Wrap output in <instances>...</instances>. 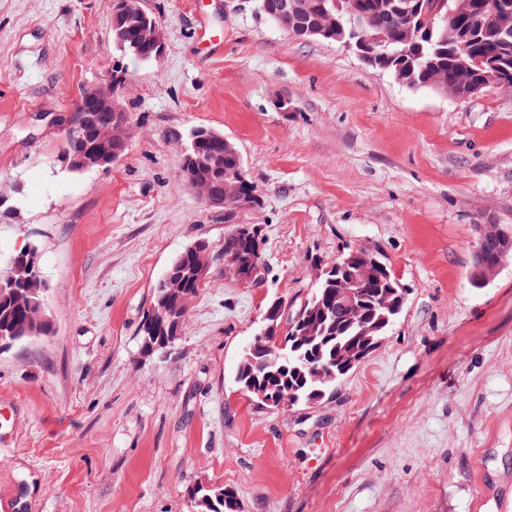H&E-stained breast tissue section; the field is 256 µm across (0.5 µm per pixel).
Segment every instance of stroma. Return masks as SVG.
Listing matches in <instances>:
<instances>
[{"label":"stroma","instance_id":"obj_1","mask_svg":"<svg viewBox=\"0 0 512 512\" xmlns=\"http://www.w3.org/2000/svg\"><path fill=\"white\" fill-rule=\"evenodd\" d=\"M157 62L125 59L131 134L77 173L65 129L120 58L113 0H0V258L37 245L53 332L0 352V494L15 512H498L512 501V256L472 287L478 227L512 233V88L455 101L271 23L259 0H144ZM287 101L279 109L278 101ZM237 147L266 236L224 276L220 212L181 184L179 136ZM209 277L170 351L137 329L191 242ZM379 248L406 304L325 398L261 409L235 383L266 300L301 302L345 245ZM193 497L196 512H238L237 494L230 487H198Z\"/></svg>","mask_w":512,"mask_h":512}]
</instances>
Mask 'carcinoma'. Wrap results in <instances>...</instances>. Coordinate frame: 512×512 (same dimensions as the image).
Here are the masks:
<instances>
[{
	"mask_svg": "<svg viewBox=\"0 0 512 512\" xmlns=\"http://www.w3.org/2000/svg\"><path fill=\"white\" fill-rule=\"evenodd\" d=\"M308 15L289 19L288 33L304 37L303 24L312 22L329 30L323 41L341 45L346 41L365 44L373 65L391 72L399 81L415 88H433L436 82L449 88L459 86L462 64L473 61H496L502 66L503 79L512 85V11L502 12L477 29L473 19L487 11L489 0H453L469 4L468 10L446 25L432 16L439 0H412L416 10L406 19L393 7L392 0H304ZM369 16L368 29H353L356 14ZM122 112H96L85 101L77 104L73 120L84 125V139L67 140V156L85 149L98 124L125 117ZM197 140L194 157L202 164L196 175L211 183L213 194L224 191V181L233 177L240 157L224 148L220 141L192 135ZM224 252L243 259H265L264 235L256 224L245 231L229 230L224 236ZM342 266L332 265L319 276L318 282L305 299L302 314L292 313L291 325L282 336H266L254 352H242L235 369V383L258 406L280 408L313 403L325 397L336 383L353 367L345 363L342 354L355 350L371 353L394 326L405 304V291L390 267L377 280L363 289L359 316L368 322L384 320L379 335L361 336L350 323L347 314L336 311V278L342 276ZM17 284L7 278L0 265V333L11 332L12 339L21 341L35 336H47L52 323L35 320L27 307L14 298ZM201 285L188 279L185 290L170 299L172 313L179 318L173 325L177 336L187 305ZM195 512H236L239 501L230 487H198L194 494Z\"/></svg>",
	"mask_w": 512,
	"mask_h": 512,
	"instance_id": "obj_1",
	"label": "carcinoma"
}]
</instances>
